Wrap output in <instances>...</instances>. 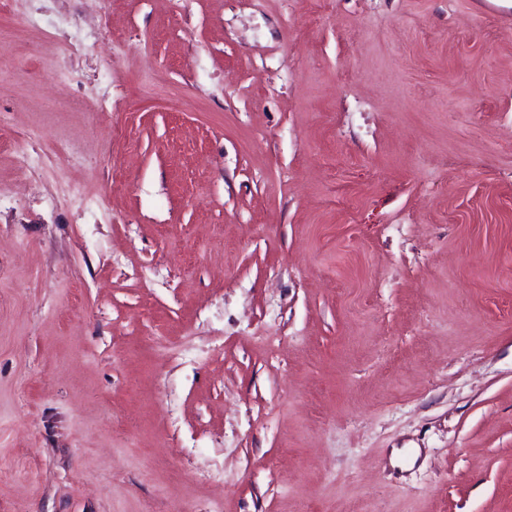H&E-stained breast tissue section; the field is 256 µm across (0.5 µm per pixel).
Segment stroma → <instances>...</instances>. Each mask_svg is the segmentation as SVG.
<instances>
[{
    "instance_id": "obj_1",
    "label": "stroma",
    "mask_w": 512,
    "mask_h": 512,
    "mask_svg": "<svg viewBox=\"0 0 512 512\" xmlns=\"http://www.w3.org/2000/svg\"><path fill=\"white\" fill-rule=\"evenodd\" d=\"M0 110V512H512V0H0Z\"/></svg>"
}]
</instances>
